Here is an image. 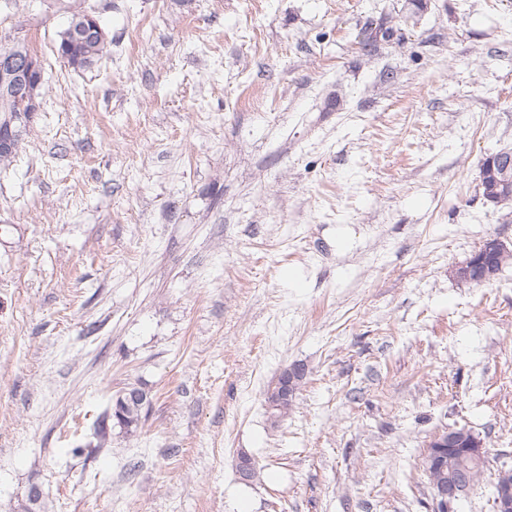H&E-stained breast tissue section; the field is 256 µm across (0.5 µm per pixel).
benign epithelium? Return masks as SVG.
I'll return each mask as SVG.
<instances>
[{"mask_svg": "<svg viewBox=\"0 0 512 512\" xmlns=\"http://www.w3.org/2000/svg\"><path fill=\"white\" fill-rule=\"evenodd\" d=\"M0 72L6 73L17 82L28 87L24 96L22 111L33 117L40 110L36 88L32 87V76L42 73L38 58L29 56L20 61L8 52L0 54ZM495 163V185L488 189L483 198L495 205L512 203V191L501 187L512 185V148L505 147L490 155ZM512 248L496 236H490L462 264L452 269L454 278L461 282L472 281L471 273H480L485 265H495ZM471 453L484 459V442L473 433L456 429L445 430L433 435L423 455V466L427 472L435 475L431 483L433 493V512H454L455 505L462 495L473 489L480 481L483 471L469 467H448V460L458 453ZM494 512H512V468L499 471L493 484Z\"/></svg>", "mask_w": 512, "mask_h": 512, "instance_id": "obj_1", "label": "benign epithelium"}]
</instances>
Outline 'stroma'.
Returning a JSON list of instances; mask_svg holds the SVG:
<instances>
[{
    "label": "stroma",
    "instance_id": "1",
    "mask_svg": "<svg viewBox=\"0 0 512 512\" xmlns=\"http://www.w3.org/2000/svg\"><path fill=\"white\" fill-rule=\"evenodd\" d=\"M83 5L111 42L84 71L53 0L0 7L44 72L0 172V512H431L426 445L462 427L489 465L455 512H493L512 265L451 269L512 244L478 181L512 145V0ZM128 386L145 421L99 439ZM509 250L506 242L499 237L490 236L464 263L455 266L451 273L458 281L469 283L472 281V272L480 274L485 265H495L509 253ZM271 384L264 390L263 395L269 418L272 424H276L280 419L288 415L296 392L290 398H283L280 394H276L275 391H271Z\"/></svg>",
    "mask_w": 512,
    "mask_h": 512
}]
</instances>
